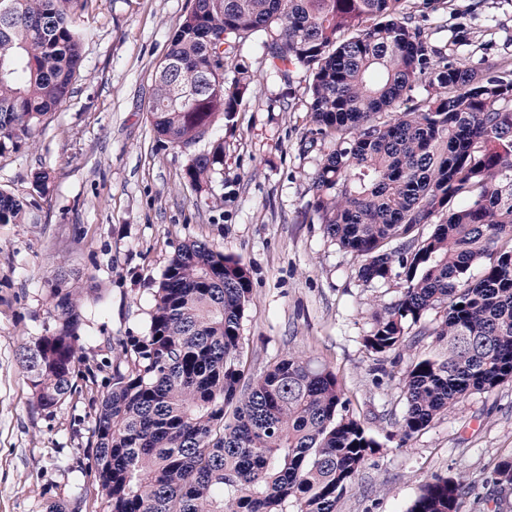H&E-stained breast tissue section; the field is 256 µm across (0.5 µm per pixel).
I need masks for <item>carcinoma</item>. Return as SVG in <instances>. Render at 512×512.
<instances>
[{"instance_id": "cac0c4a2", "label": "carcinoma", "mask_w": 512, "mask_h": 512, "mask_svg": "<svg viewBox=\"0 0 512 512\" xmlns=\"http://www.w3.org/2000/svg\"><path fill=\"white\" fill-rule=\"evenodd\" d=\"M83 2L0 0V154L20 151L70 94L87 40ZM405 2L192 0L149 114L174 149L208 141L185 178L218 200L224 141L211 133L234 125L253 82L246 68L231 79L226 68L240 45L278 25L264 42L269 71L285 83L310 72V134L332 144L310 208L358 260L359 280L403 281L400 300L373 312L365 350L384 362L420 336L447 350L414 356L403 372L400 429L410 439L467 393L512 380V72L493 59L481 70L448 61ZM32 207L1 191L0 224L25 223ZM250 295L242 259L199 241L175 250L149 335L120 343L94 417L103 512H336L380 451L322 362L290 354L245 380ZM78 301L59 292V328L20 357L43 409L73 391ZM436 307L441 322L412 332ZM492 480L512 486V457ZM469 494L463 481L434 476L407 512H461Z\"/></svg>"}]
</instances>
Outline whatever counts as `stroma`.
<instances>
[{"label": "stroma", "mask_w": 512, "mask_h": 512, "mask_svg": "<svg viewBox=\"0 0 512 512\" xmlns=\"http://www.w3.org/2000/svg\"><path fill=\"white\" fill-rule=\"evenodd\" d=\"M191 0H86L89 34L72 92L27 148L0 154V190L33 192L51 176L33 222L0 224V512H45L83 498L102 512L90 476L93 417L111 385L112 349L149 333L155 282L186 242L217 246L250 272L243 361L258 377L302 353L329 366L350 413L381 445L337 512H407L421 484L454 476L471 492L462 512H512V488L494 485L512 456V382L472 393L410 440L401 367L377 371L361 338L376 308L402 296L399 279L373 285L331 241L309 203L330 146L312 142L306 70L267 76L263 36L236 62L256 80L233 126L216 127L224 169L215 205L184 179L187 153L159 142L148 119L158 65ZM430 43L471 68L512 59V0H448L421 18ZM82 289L78 344L84 365L64 402L40 409L20 365L24 346L55 331L57 290Z\"/></svg>", "instance_id": "obj_1"}]
</instances>
